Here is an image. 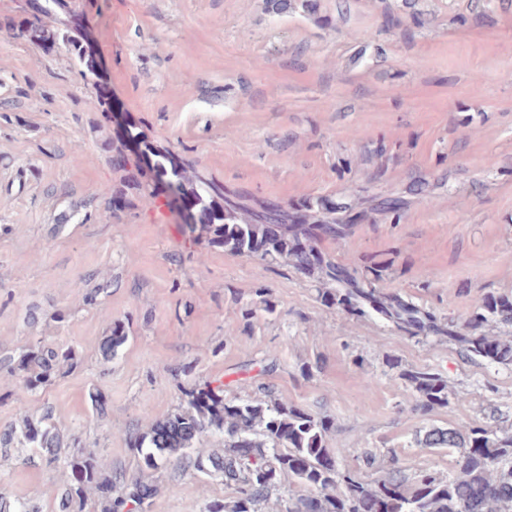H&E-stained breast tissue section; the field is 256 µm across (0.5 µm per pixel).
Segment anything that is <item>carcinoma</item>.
Instances as JSON below:
<instances>
[{
  "instance_id": "cac0c4a2",
  "label": "carcinoma",
  "mask_w": 512,
  "mask_h": 512,
  "mask_svg": "<svg viewBox=\"0 0 512 512\" xmlns=\"http://www.w3.org/2000/svg\"><path fill=\"white\" fill-rule=\"evenodd\" d=\"M265 5L277 16L298 7L314 14L318 0H265ZM48 16L63 18L62 34L45 28L42 18ZM78 16L75 0H42L38 13L7 25V30L47 49L59 40L67 44L89 81L97 61L84 46ZM130 154L137 171L149 173L148 195L163 194L166 205L176 207L183 233L203 237L209 246L230 255L293 267L313 279L317 298L329 308L358 317L373 315L417 343H450L470 358L512 366V297H478L476 311L461 331L400 293L379 288L383 267L374 264L359 271L321 248L324 241L345 243L354 224L369 211L400 223L408 206L404 197L318 196L287 208L275 202L251 207L203 177L192 163L151 143L133 124L119 136L112 166L125 167ZM273 308L266 291L258 289L255 298L240 307V314L249 321L257 310ZM489 326L501 331L494 334ZM127 338L128 326L113 321L101 348L103 360L116 358ZM386 363L416 393L415 412L425 416L448 406V380L441 374L405 368L396 359ZM77 366L73 348L38 342L16 358L0 356V381H17L29 392L48 384L55 373ZM332 429L327 417L270 394L228 396L222 381L205 380L186 391L183 403L171 414L143 431L126 432L137 456L136 476L112 475L106 459L81 448L77 437L63 435L49 406L37 419L19 410L14 422L0 431V454L19 458L30 452L58 464L63 492L54 512H85L94 491V512H151L159 493L154 474L173 457L184 472L220 480L232 490L229 498L211 502L207 512H264L272 493L286 484L298 487L300 494L278 498L275 512H512V430L424 426L416 433L418 447L463 449L453 473L420 470L406 477L396 454L389 453L383 462L367 454L364 466L381 476L366 482L338 467L341 450L330 445ZM209 435L224 437V447L191 454ZM0 512L43 510L34 501L12 500L0 492Z\"/></svg>"
}]
</instances>
